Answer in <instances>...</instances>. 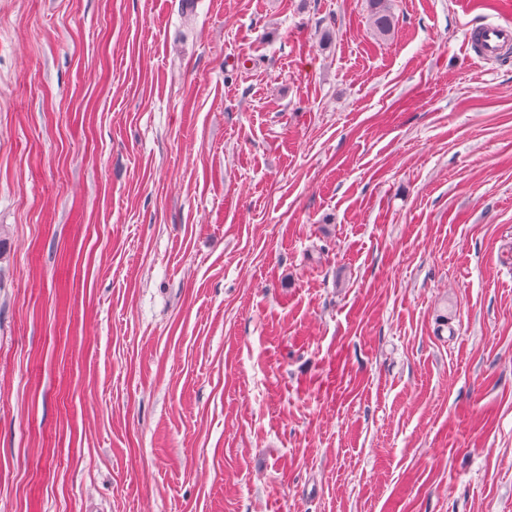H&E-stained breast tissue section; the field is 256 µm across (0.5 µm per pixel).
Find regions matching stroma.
I'll return each mask as SVG.
<instances>
[{"label":"stroma","instance_id":"1","mask_svg":"<svg viewBox=\"0 0 512 512\" xmlns=\"http://www.w3.org/2000/svg\"><path fill=\"white\" fill-rule=\"evenodd\" d=\"M0 0V512H512V0ZM370 20L374 31L380 36H387L394 28L395 16L391 0H369ZM466 45L485 62H494L512 53V24H480L470 29Z\"/></svg>","mask_w":512,"mask_h":512}]
</instances>
